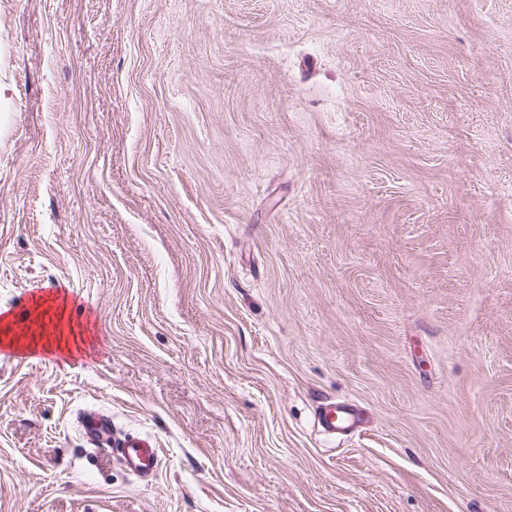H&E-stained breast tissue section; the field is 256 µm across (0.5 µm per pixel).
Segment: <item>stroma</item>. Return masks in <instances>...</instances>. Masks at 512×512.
Wrapping results in <instances>:
<instances>
[{"label":"stroma","instance_id":"1","mask_svg":"<svg viewBox=\"0 0 512 512\" xmlns=\"http://www.w3.org/2000/svg\"><path fill=\"white\" fill-rule=\"evenodd\" d=\"M0 81V310L86 330L0 512H512V0H0ZM318 418L331 433L353 431L364 423L361 411L346 403L329 404L318 414ZM81 429L89 445L95 448L109 447L112 453L120 457L130 473L145 477L157 470L159 448H155L153 441L140 433L127 432L114 437L110 415L99 411L85 413Z\"/></svg>","mask_w":512,"mask_h":512}]
</instances>
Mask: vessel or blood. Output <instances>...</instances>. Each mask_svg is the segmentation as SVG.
Wrapping results in <instances>:
<instances>
[{"label":"vessel or blood","instance_id":"b4317fda","mask_svg":"<svg viewBox=\"0 0 512 512\" xmlns=\"http://www.w3.org/2000/svg\"><path fill=\"white\" fill-rule=\"evenodd\" d=\"M318 418L327 431L348 432L358 429L364 422V416L355 406L346 403H332L326 406ZM81 429L87 443L92 447H107L117 454L127 470L137 476L145 477L155 473L160 457L152 440L139 433L127 432L114 436L112 418L99 411L85 413L81 420Z\"/></svg>","mask_w":512,"mask_h":512}]
</instances>
